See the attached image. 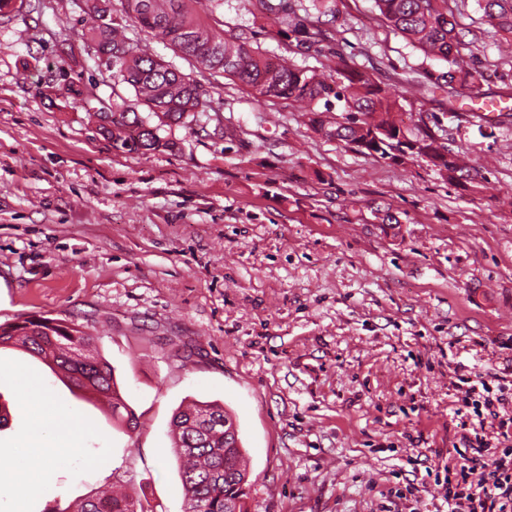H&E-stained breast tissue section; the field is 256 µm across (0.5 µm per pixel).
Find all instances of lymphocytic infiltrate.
Instances as JSON below:
<instances>
[{"instance_id": "obj_1", "label": "lymphocytic infiltrate", "mask_w": 512, "mask_h": 512, "mask_svg": "<svg viewBox=\"0 0 512 512\" xmlns=\"http://www.w3.org/2000/svg\"><path fill=\"white\" fill-rule=\"evenodd\" d=\"M456 391L472 415L460 423L461 462L441 483L448 512H512V380L462 374Z\"/></svg>"}]
</instances>
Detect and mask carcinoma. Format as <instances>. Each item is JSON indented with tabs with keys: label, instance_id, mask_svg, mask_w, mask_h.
I'll list each match as a JSON object with an SVG mask.
<instances>
[{
	"label": "carcinoma",
	"instance_id": "carcinoma-1",
	"mask_svg": "<svg viewBox=\"0 0 512 512\" xmlns=\"http://www.w3.org/2000/svg\"><path fill=\"white\" fill-rule=\"evenodd\" d=\"M83 11L95 24L83 31V47L97 55H108L105 66L116 85L134 91L140 112L131 106L112 104V127L99 134L112 141V148L126 153L146 154L170 148L174 142L161 131L185 123L205 106L197 81L181 73L172 63L154 58L134 46L113 18L112 0H81ZM123 18L150 34L161 37L174 54L196 66L222 73L238 81L260 99H285L299 104L308 124L330 140L359 149L372 133L382 130L401 135L427 148L437 140L424 123L404 127L393 118L399 108L386 88L371 76L336 66L328 72L299 67L271 57L255 48L245 33L224 35L213 29L191 6V0H120ZM463 0H375L389 26L409 43L446 63L436 77L417 83L423 96L429 86L476 89L483 72L476 65L470 43L456 31L454 4ZM478 10L502 39H512V0H476ZM261 11L288 25L302 43L316 44L332 39L322 21L334 15L333 0H259ZM363 153L394 164L416 161L419 152L396 156L390 143L380 142ZM426 165L439 175L473 189L478 188V169L451 154L436 153ZM95 336L75 325L48 317H32L0 324V345L21 344L39 358H50L55 374L80 390L117 394L112 366L91 353ZM112 419L134 427L132 410L116 399ZM233 421L224 406L214 402L191 403L173 417V454L180 462L184 490V512H226V503L238 501L246 507L247 468L241 449L224 441V421ZM79 512H153V507L128 494L105 493L82 503Z\"/></svg>",
	"mask_w": 512,
	"mask_h": 512
}]
</instances>
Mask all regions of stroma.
<instances>
[{
  "label": "stroma",
  "instance_id": "35a3bbf8",
  "mask_svg": "<svg viewBox=\"0 0 512 512\" xmlns=\"http://www.w3.org/2000/svg\"><path fill=\"white\" fill-rule=\"evenodd\" d=\"M335 5L333 41L306 48L257 0L195 9L297 66L366 71L405 95L403 125L455 105L442 138L471 157L479 191L327 140L293 102L256 98L134 27L132 42L194 78L206 107L172 128L174 150L115 151L95 113L134 93L84 49L91 18L75 0H25L0 20V323L89 328L138 422L118 426L47 364L0 347V477L15 485L0 512H59L113 487L183 512L171 422L192 400L235 419L248 512L442 508L425 477L458 458L455 373L512 375V51L470 2L457 29L485 73L476 98L416 100L414 81L444 63L375 0ZM69 81L92 96L60 94ZM486 102L497 118L471 121ZM25 380L73 414L74 438L32 432ZM45 466L55 483L19 494Z\"/></svg>",
  "mask_w": 512,
  "mask_h": 512
}]
</instances>
